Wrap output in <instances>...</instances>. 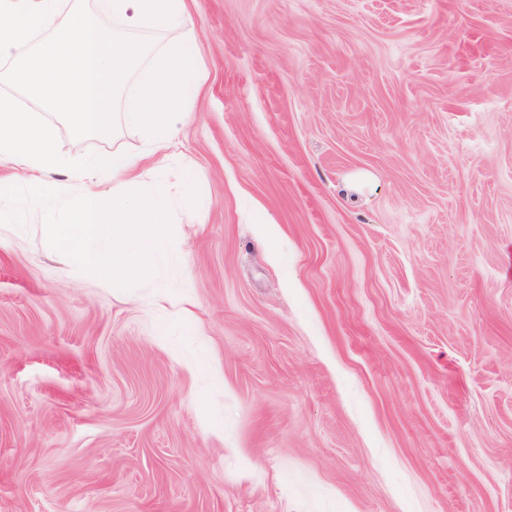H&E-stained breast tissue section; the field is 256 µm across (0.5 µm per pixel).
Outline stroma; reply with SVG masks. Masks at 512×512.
<instances>
[{"instance_id": "obj_1", "label": "stroma", "mask_w": 512, "mask_h": 512, "mask_svg": "<svg viewBox=\"0 0 512 512\" xmlns=\"http://www.w3.org/2000/svg\"><path fill=\"white\" fill-rule=\"evenodd\" d=\"M175 254L0 230V512H512V0H192ZM193 178V191L182 183Z\"/></svg>"}]
</instances>
